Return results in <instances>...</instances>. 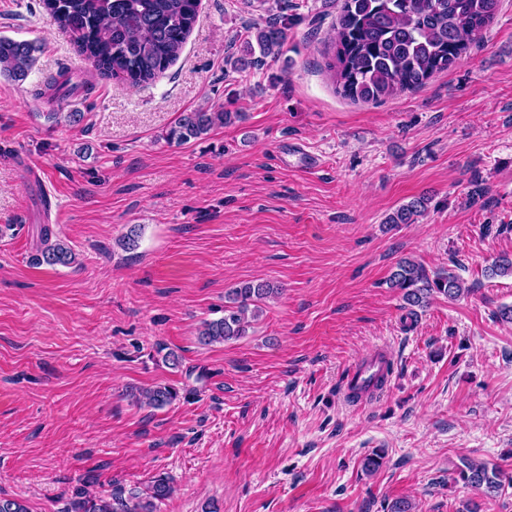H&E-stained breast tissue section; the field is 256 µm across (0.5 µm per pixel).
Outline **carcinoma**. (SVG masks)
Instances as JSON below:
<instances>
[{
    "label": "carcinoma",
    "instance_id": "carcinoma-1",
    "mask_svg": "<svg viewBox=\"0 0 512 512\" xmlns=\"http://www.w3.org/2000/svg\"><path fill=\"white\" fill-rule=\"evenodd\" d=\"M199 0H43L60 29L78 53L101 75L133 87L155 80L180 55L196 22ZM500 0H343L336 22L335 78L340 92L362 102L380 101L422 87L435 73L461 60L470 46L480 44L499 9ZM288 39V22L276 18L247 35L241 54L229 57L236 71L260 59L281 55ZM38 46L31 41L0 38V76L24 80L35 61ZM260 57H254V54ZM243 119L241 112H185L167 133V139L186 143L218 126ZM426 210V198L401 206L391 224H412ZM39 245L34 260L67 266L76 262L71 247L50 225L37 229ZM389 284L403 292L410 307L424 308L433 294L455 300L464 292L453 272L429 275L419 264L402 259ZM274 289L242 284L225 296L224 316L205 321L199 339L205 344L228 342L243 336L245 315L260 313L259 302ZM145 402L163 408L177 398L169 386L143 393ZM463 485L496 495L512 487L497 468L463 463L458 473ZM173 492L169 477L159 475L145 491L122 487L109 497H93L74 489L64 512H156L157 502Z\"/></svg>",
    "mask_w": 512,
    "mask_h": 512
}]
</instances>
